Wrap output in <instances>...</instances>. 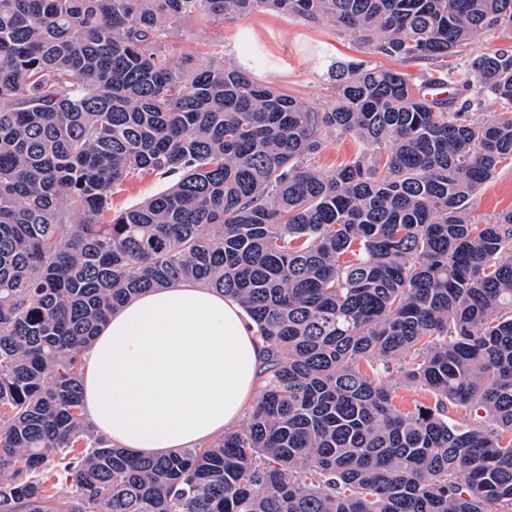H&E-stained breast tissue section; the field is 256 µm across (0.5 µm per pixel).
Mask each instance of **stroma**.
Returning <instances> with one entry per match:
<instances>
[{
    "label": "stroma",
    "mask_w": 512,
    "mask_h": 512,
    "mask_svg": "<svg viewBox=\"0 0 512 512\" xmlns=\"http://www.w3.org/2000/svg\"><path fill=\"white\" fill-rule=\"evenodd\" d=\"M166 50L186 56L197 66L208 65L216 53L225 62L249 61L252 49H259L267 63L251 66L252 77L271 83L313 107L332 103V84L321 62L322 55L357 58L381 64L382 58L360 47L354 36L325 23H309L277 13H255L227 17L221 26L206 23L173 30L164 42ZM512 209V163L503 162L495 176L473 199L471 215L484 224L499 213Z\"/></svg>",
    "instance_id": "stroma-1"
}]
</instances>
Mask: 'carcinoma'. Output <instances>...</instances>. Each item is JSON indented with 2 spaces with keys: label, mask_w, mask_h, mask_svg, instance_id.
Here are the masks:
<instances>
[{
  "label": "carcinoma",
  "mask_w": 512,
  "mask_h": 512,
  "mask_svg": "<svg viewBox=\"0 0 512 512\" xmlns=\"http://www.w3.org/2000/svg\"><path fill=\"white\" fill-rule=\"evenodd\" d=\"M269 11L444 67L336 60L316 108L162 50ZM506 31L512 0H0V512H512V210L469 216L512 160V54L471 43ZM335 134L365 150L325 174ZM180 281L240 303L260 394L242 428L135 457L86 425L80 352ZM394 370L434 403L398 408ZM169 186L165 179L149 177L143 181H132L125 184L114 194V205L127 208L138 204L145 198L162 192Z\"/></svg>",
  "instance_id": "carcinoma-1"
}]
</instances>
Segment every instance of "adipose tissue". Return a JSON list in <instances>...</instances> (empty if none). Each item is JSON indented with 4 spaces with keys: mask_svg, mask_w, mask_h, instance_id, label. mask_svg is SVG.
Instances as JSON below:
<instances>
[{
    "mask_svg": "<svg viewBox=\"0 0 512 512\" xmlns=\"http://www.w3.org/2000/svg\"><path fill=\"white\" fill-rule=\"evenodd\" d=\"M265 358L234 298L193 282L157 288L112 312L82 349L84 415L135 454L195 448L251 409Z\"/></svg>",
    "mask_w": 512,
    "mask_h": 512,
    "instance_id": "ef3b65f1",
    "label": "adipose tissue"
}]
</instances>
